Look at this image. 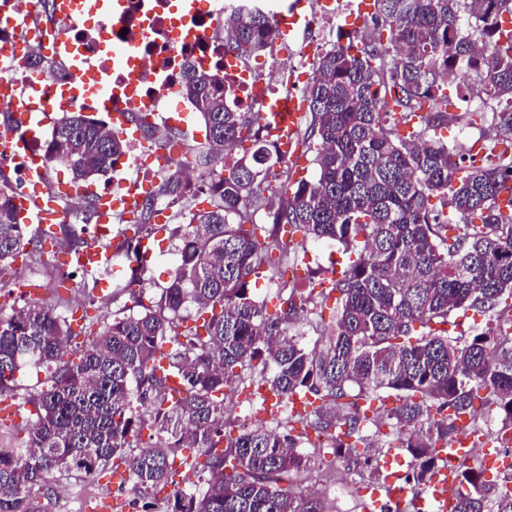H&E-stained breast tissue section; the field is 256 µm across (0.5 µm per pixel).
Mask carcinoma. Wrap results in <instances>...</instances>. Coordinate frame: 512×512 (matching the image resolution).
<instances>
[{
    "label": "carcinoma",
    "instance_id": "1",
    "mask_svg": "<svg viewBox=\"0 0 512 512\" xmlns=\"http://www.w3.org/2000/svg\"><path fill=\"white\" fill-rule=\"evenodd\" d=\"M371 20L380 39L338 43L316 62L305 87L310 122L298 131L302 152L318 148L315 179L291 181L277 170V145L264 116L237 112L224 85L200 66L185 71L182 93L200 111L205 143L194 161L206 170L217 151L252 142V150L211 171L209 210L187 209L183 224L152 223L148 199L127 221L123 245L139 262L140 243L159 230L178 242L174 274L158 300L139 313L116 316L84 331V348L68 318L27 302L0 317V395H12L18 375L50 363L52 383L28 396L31 423L25 455L0 452V512H41L56 471L95 474L120 462L145 489L174 486L172 512H318L316 504L279 486L285 473L309 471L317 460L371 465L379 448L360 430L386 421L412 458L406 483L427 485L440 454L459 434L457 421L476 422L475 401L512 431V332L500 305L512 299V0H374ZM269 20L261 14L224 23V48L240 60L267 49ZM474 76L496 101L495 138L486 155L448 145L435 134L457 122L446 93L460 73ZM51 159L75 180L104 176L126 154L127 142L80 112L55 122ZM278 186L272 223L259 224L254 205L262 186ZM161 192L183 206L202 192L183 171H168ZM9 186L0 187V274L33 245ZM328 239L350 255L341 276L305 271L309 282L338 293L320 318L313 345L295 330L315 304L288 277L281 233ZM288 292L269 312L251 287L261 267ZM495 321L464 339L453 335L459 311ZM171 348H166V345ZM284 401L318 402L289 422L297 435L226 419L229 393H246L255 373ZM179 379L175 395L170 377ZM394 399L398 405L388 406ZM374 408L373 417L362 414ZM161 443L131 452L144 429ZM314 438H309V434ZM330 439L335 460L305 447ZM184 448L201 449L202 461ZM181 464L200 472L202 486L175 480ZM450 512H512V476L496 488L465 464Z\"/></svg>",
    "mask_w": 512,
    "mask_h": 512
}]
</instances>
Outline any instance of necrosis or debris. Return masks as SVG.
I'll list each match as a JSON object with an SVG mask.
<instances>
[{
	"instance_id": "1",
	"label": "necrosis or debris",
	"mask_w": 512,
	"mask_h": 512,
	"mask_svg": "<svg viewBox=\"0 0 512 512\" xmlns=\"http://www.w3.org/2000/svg\"><path fill=\"white\" fill-rule=\"evenodd\" d=\"M71 12L51 7L42 13L39 0H0V82L12 90L8 101L14 111H24L31 92H38L53 112L97 113L94 96L81 84L70 81L73 58L86 61L95 75L112 86L135 81L143 101L138 124L171 126L174 112L194 111L193 102L181 93L188 64L214 67L224 83L230 106L243 111L259 108L268 112L271 105L287 100V88L299 87L295 69L287 60L307 57L319 45L333 42L332 20L344 17L342 0H322L312 11L301 38L286 41L278 32L285 10L275 0H210L206 10L191 12L182 0H124L119 13H111L99 0H80ZM260 10L269 14L273 31L268 40L274 79L242 67L227 68L224 55V21ZM66 32L71 54L58 53L55 38ZM133 44L131 54L118 65L109 57L111 44ZM25 44L37 54H49L57 63L51 76L32 84L31 77L13 56L17 45ZM177 148L165 140L133 138L129 152L108 175L113 195L140 189L144 182L160 183L163 174L176 163Z\"/></svg>"
}]
</instances>
